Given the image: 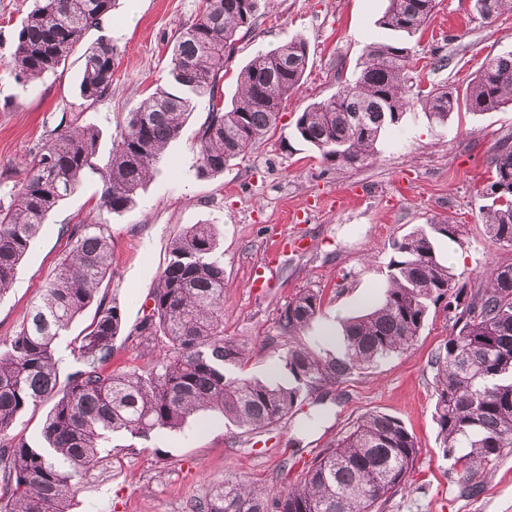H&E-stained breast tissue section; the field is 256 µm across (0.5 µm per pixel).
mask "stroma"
<instances>
[{
    "mask_svg": "<svg viewBox=\"0 0 512 512\" xmlns=\"http://www.w3.org/2000/svg\"><path fill=\"white\" fill-rule=\"evenodd\" d=\"M201 6L202 0H116L111 15L84 38L88 45L110 40L115 54L112 88L89 107L77 93L80 55L36 79L0 70V170L17 168L39 151L63 117L97 128L99 155L108 157L127 113L167 82L174 41ZM386 7L387 0H261L254 29L224 63V96L236 94L239 71L258 53L297 36L309 49L302 84L284 100L275 126L254 152L212 178L197 174L194 135L207 110L206 101H199L135 204L107 215L112 275L99 294L120 306L125 328L140 321L173 238L195 224L216 229L224 260V333L247 340L243 373L262 380L274 378L285 352L273 341L281 333L279 310L302 289L320 290L323 306L300 343L341 350L340 321L378 300L394 238L434 220L461 225L459 241L444 238L438 247L445 260L461 255L453 270L475 283L487 268L512 262V249L488 237L479 213L493 150L512 137V105L478 114L463 110L436 125L421 103L412 102L398 127L380 138L374 162L358 167L324 162L291 136L299 112L354 79L371 42L408 43L415 82L458 92L486 57L512 51V11L485 18L475 0H436L424 31L410 36L379 26ZM440 56L446 66L432 69ZM101 188L100 179L91 177L41 225L0 297V337L12 336L27 319L71 250L62 226L98 217ZM259 266L266 267L269 285L256 292L250 283ZM450 333V323L436 314L412 348L250 439L237 437L212 412L198 413L181 431L162 433L144 448L114 438L83 477L69 512H190L212 483L228 476L288 487L300 471L284 470V463L298 450L342 437L368 411L400 419L419 447L409 488L385 512H512V457L494 466L484 494L471 498L439 447L429 361Z\"/></svg>",
    "mask_w": 512,
    "mask_h": 512,
    "instance_id": "35a3bbf8",
    "label": "stroma"
}]
</instances>
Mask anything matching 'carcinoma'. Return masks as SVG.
Listing matches in <instances>:
<instances>
[{
    "label": "carcinoma",
    "mask_w": 512,
    "mask_h": 512,
    "mask_svg": "<svg viewBox=\"0 0 512 512\" xmlns=\"http://www.w3.org/2000/svg\"><path fill=\"white\" fill-rule=\"evenodd\" d=\"M114 6L115 0H38L14 36L4 70L25 79L56 70ZM476 6L489 18L512 9V0H476ZM434 8L435 0H388L379 25L414 34ZM258 11L259 0H206L172 48L167 83L127 113L106 161L99 158L96 128L60 120L52 141L24 163L12 202L0 205V295L41 224L89 177L103 183L99 210L133 206L199 100L208 103L195 134L199 176L221 174L255 149L308 63L301 37L259 54L241 70L236 97L224 104V57L254 28ZM83 58L79 95L95 104L112 87V43H92ZM411 58L405 44L370 43L355 78L301 112L294 135L324 161L356 167L375 159L377 142L399 124L412 96L424 104L426 119L440 125L462 106L479 113L512 104V53L488 59L461 95L445 85L419 89L409 76ZM490 167L482 223L489 238L512 249L511 142L495 146ZM460 232L458 224L433 221L394 240L385 289L373 306L342 321L340 355L294 342L322 307L320 290L297 293L280 313L283 379L270 382L239 373L247 344L224 335V262L210 224H194L174 239L151 305L130 331L143 341L161 340L162 354L144 367L105 371L124 326L119 307L98 297L112 274V228L98 219L65 225L71 251L26 322L0 341V439L25 411L51 403L39 444L0 445V512H67L80 479L115 435L133 439L132 448L146 445L204 410L220 412L241 436L268 431L306 401L322 400L352 375L408 350L433 310L452 322L444 348L430 360L437 439L461 468L465 491L480 495L485 482L474 477L512 456V264L496 265L479 285H468L436 249L438 238ZM93 305L94 317L73 349L80 367L62 381L55 340ZM418 452L401 420L369 411L303 462L300 480L288 488L226 478L191 510L382 512L407 489Z\"/></svg>",
    "instance_id": "cac0c4a2"
}]
</instances>
